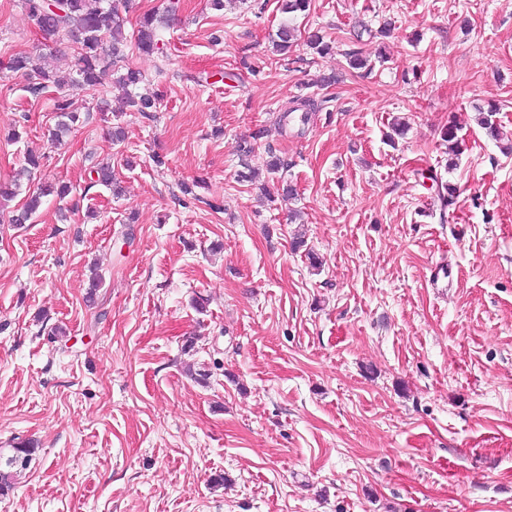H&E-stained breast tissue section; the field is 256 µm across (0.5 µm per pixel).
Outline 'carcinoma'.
Returning <instances> with one entry per match:
<instances>
[{
    "label": "carcinoma",
    "instance_id": "carcinoma-1",
    "mask_svg": "<svg viewBox=\"0 0 512 512\" xmlns=\"http://www.w3.org/2000/svg\"><path fill=\"white\" fill-rule=\"evenodd\" d=\"M129 7V0H22V4L43 38L55 40L63 35L77 44L70 65L64 71L43 66L41 55L18 52L9 58L7 68L28 79V91L33 95L54 93V112L58 121L50 131L58 140L80 121L79 112L72 109L70 91L74 89L99 90L110 79L125 89L126 107L145 116L157 111L158 99L136 93L143 75L133 67L121 65L124 60V19L119 3ZM311 0H282V13L293 17L309 11ZM161 19L147 13L140 19L133 33L136 47L152 55L159 50L157 34ZM294 37V28L283 21L276 33L274 47L278 52L287 51ZM317 111L312 99H298L284 110L283 116L301 113L307 120L308 113ZM54 188H46L29 196L24 205L10 216L12 224L30 222L42 205V198ZM31 448L25 444L14 448V454L0 464V488L10 485L12 469L26 466Z\"/></svg>",
    "mask_w": 512,
    "mask_h": 512
}]
</instances>
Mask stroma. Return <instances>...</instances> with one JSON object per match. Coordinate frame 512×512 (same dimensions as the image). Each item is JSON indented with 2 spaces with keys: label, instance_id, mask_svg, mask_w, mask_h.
<instances>
[{
  "label": "stroma",
  "instance_id": "stroma-1",
  "mask_svg": "<svg viewBox=\"0 0 512 512\" xmlns=\"http://www.w3.org/2000/svg\"><path fill=\"white\" fill-rule=\"evenodd\" d=\"M279 6L133 0L126 33L174 17L124 48L159 109L119 145V87L73 91L57 144L52 94L0 70V455L32 447L0 512H512V152L477 113L512 139V0H313L284 55ZM41 41L0 0V59ZM161 19L156 14L147 13L140 19L136 32L133 33L136 47L142 53L152 55L161 50L157 34ZM50 192H54V187L46 188L43 190L41 189L40 192L35 194L32 193L31 196H28L24 205L20 209L14 211L10 216V223L27 224L30 222L42 205V198L50 195Z\"/></svg>",
  "mask_w": 512,
  "mask_h": 512
}]
</instances>
